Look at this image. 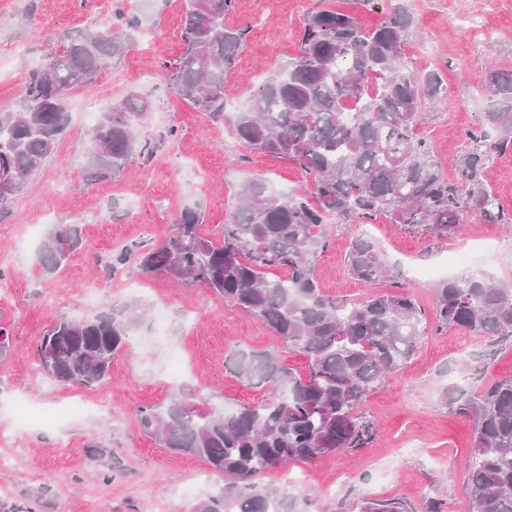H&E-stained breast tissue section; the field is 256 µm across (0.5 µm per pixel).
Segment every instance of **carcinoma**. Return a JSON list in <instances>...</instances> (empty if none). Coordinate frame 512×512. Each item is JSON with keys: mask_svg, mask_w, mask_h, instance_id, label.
<instances>
[{"mask_svg": "<svg viewBox=\"0 0 512 512\" xmlns=\"http://www.w3.org/2000/svg\"><path fill=\"white\" fill-rule=\"evenodd\" d=\"M392 2V17L371 30L351 14L310 11L299 56L270 73L235 117L243 144L312 176L315 203L253 180L218 239L203 232L201 211L186 206L164 242L139 251L141 271L177 269L175 282L214 291L308 358L304 376L270 356L236 362L239 373L270 384L274 397L263 404L199 410L174 397L162 408L139 410L145 433L201 458L224 477L193 512L232 506L236 512H280L281 502L255 477L291 460L366 447L373 426L362 420L361 406L415 351L423 313L407 293L375 291L348 307L321 292L315 264L328 247L329 217L367 224L383 215L393 224L421 226L439 240L456 236L473 211L487 224L512 222L482 178L493 154L512 145V68L486 73L481 89L491 104L482 127L469 133L481 150L467 155L458 180H449L415 134L425 105L442 99V82L436 73L420 76L404 65L414 18L403 0ZM185 3L183 51L168 77L180 98L217 120L224 116V75L247 29L224 25L234 0ZM126 48L108 29L65 36L49 63L30 73L21 105L0 112V179L12 180L19 191L25 187L57 151L68 122V92L93 83ZM372 77L378 84L370 91ZM349 102L358 111H348ZM151 110L150 99L132 91L98 118L85 152L89 179L151 156V140L142 133ZM81 246L77 225L52 227L40 243V264L52 272ZM346 263L370 287L394 278L368 238L354 239ZM434 318L439 326L512 338V287L482 274L442 281ZM127 332L119 316L61 318L36 344L41 370L56 382L93 387L108 376ZM453 403L473 422L468 484L475 512H512V376L460 390ZM361 512H407V506L372 499Z\"/></svg>", "mask_w": 512, "mask_h": 512, "instance_id": "carcinoma-1", "label": "carcinoma"}]
</instances>
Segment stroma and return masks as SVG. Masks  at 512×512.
<instances>
[{
    "instance_id": "1",
    "label": "stroma",
    "mask_w": 512,
    "mask_h": 512,
    "mask_svg": "<svg viewBox=\"0 0 512 512\" xmlns=\"http://www.w3.org/2000/svg\"><path fill=\"white\" fill-rule=\"evenodd\" d=\"M416 25L403 49L410 70L439 71L446 93L425 107L416 129L448 178L473 151L469 130L481 125L486 101L474 87L489 65L512 68V0H408ZM354 14L365 26L390 16V0H234L225 25L249 29L225 77L224 118L212 120L177 96L166 67L182 51L183 0H0V111L15 109L29 70L58 52L67 34L110 27L131 40L122 60L93 88L68 96L69 123L56 154L13 199L0 223V325L10 347L0 355V512H191L221 483L192 455L146 436L145 406L193 396L200 408L255 405L269 384L232 366L240 355L274 357L302 374L306 358L261 320L200 286L175 287L140 270L135 248L159 245L180 210L199 205L204 228L219 236L235 195L249 181L274 192L310 194L312 178L295 164L248 149L233 130L236 112L267 74L294 58L308 9ZM137 28H128L130 20ZM152 102L144 133L155 148L119 176L87 181L83 153L101 112L129 91ZM78 225L84 245L54 273L38 249L51 225ZM328 248L316 261L323 293L345 303L370 289L347 270L352 240L372 238L407 293L431 312L439 278L473 240L506 243L482 270L512 283V223L485 224L471 214L459 236L437 240L377 217L369 224L329 221ZM129 254L113 273L103 267L120 248ZM130 319L111 377L93 389L65 385L39 367L36 343L58 318L81 319L112 309ZM181 358L172 371V358ZM512 375V341L423 324L402 370L361 408L375 430L367 447L312 462L290 461L257 482L277 492L287 512H360L370 498L397 499L412 512H472L466 474L473 448L470 421L440 398L443 389H472ZM85 402L82 416L71 403ZM110 457L99 459L95 445Z\"/></svg>"
}]
</instances>
